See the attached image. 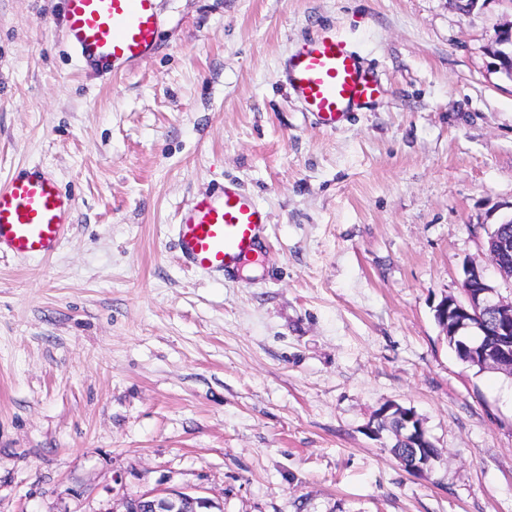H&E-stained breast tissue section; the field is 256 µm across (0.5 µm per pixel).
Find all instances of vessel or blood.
Here are the masks:
<instances>
[{
	"label": "vessel or blood",
	"mask_w": 512,
	"mask_h": 512,
	"mask_svg": "<svg viewBox=\"0 0 512 512\" xmlns=\"http://www.w3.org/2000/svg\"><path fill=\"white\" fill-rule=\"evenodd\" d=\"M70 48L103 65H132L156 52L158 0H62ZM295 99L318 125L339 128L378 91L360 54L330 34L297 43L283 70ZM70 199L54 179L35 168L0 184V253L43 258L61 242ZM266 214L231 185L197 198L176 228L181 257L191 267L232 275L260 249Z\"/></svg>",
	"instance_id": "vessel-or-blood-1"
}]
</instances>
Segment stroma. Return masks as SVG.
I'll use <instances>...</instances> for the list:
<instances>
[{
  "label": "stroma",
  "instance_id": "1",
  "mask_svg": "<svg viewBox=\"0 0 512 512\" xmlns=\"http://www.w3.org/2000/svg\"><path fill=\"white\" fill-rule=\"evenodd\" d=\"M160 49L100 67L61 0H0V181L72 200L45 258L0 254V512H110L155 489L222 512H512V376L433 309L512 217V0H159ZM336 33L376 97L320 127L282 65ZM235 183L268 223L252 267H186L175 226ZM412 409L408 472L367 427Z\"/></svg>",
  "mask_w": 512,
  "mask_h": 512
}]
</instances>
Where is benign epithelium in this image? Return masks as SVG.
Here are the masks:
<instances>
[{"label": "benign epithelium", "instance_id": "1", "mask_svg": "<svg viewBox=\"0 0 512 512\" xmlns=\"http://www.w3.org/2000/svg\"><path fill=\"white\" fill-rule=\"evenodd\" d=\"M489 265L501 276L491 281L485 267L466 263L463 266V297L444 296L437 305L443 328L457 337L463 350H477L480 336H493L497 348L493 355L481 354L489 366L512 370V239L492 240L486 251ZM217 504L210 498L178 490H153L123 503L121 512H212Z\"/></svg>", "mask_w": 512, "mask_h": 512}]
</instances>
